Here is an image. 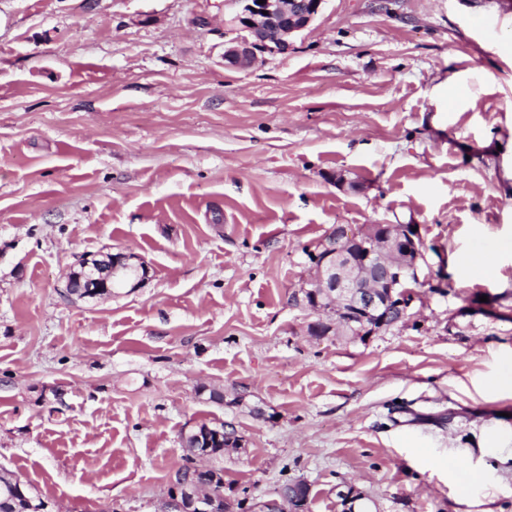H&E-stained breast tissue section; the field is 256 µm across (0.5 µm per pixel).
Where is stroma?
<instances>
[{
    "label": "stroma",
    "mask_w": 512,
    "mask_h": 512,
    "mask_svg": "<svg viewBox=\"0 0 512 512\" xmlns=\"http://www.w3.org/2000/svg\"><path fill=\"white\" fill-rule=\"evenodd\" d=\"M239 8L0 0V468L53 512H162L183 434L224 423L228 496L512 512V394L483 387L512 360V0H326L246 70ZM369 224L419 227L407 317L309 336L310 254ZM116 253L136 287L68 295ZM453 266L469 279L481 280L496 276V268L482 252L458 253L452 257ZM285 483L270 492L266 498H248L251 512H295L300 511L295 504L303 501V508L308 509L310 487L304 481ZM282 485V486H283ZM344 512H373L372 504L374 503L364 493L357 491L353 486H348L346 490L338 492Z\"/></svg>",
    "instance_id": "35a3bbf8"
}]
</instances>
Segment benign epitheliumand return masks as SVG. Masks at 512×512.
Returning a JSON list of instances; mask_svg holds the SVG:
<instances>
[{
    "label": "benign epithelium",
    "instance_id": "1",
    "mask_svg": "<svg viewBox=\"0 0 512 512\" xmlns=\"http://www.w3.org/2000/svg\"><path fill=\"white\" fill-rule=\"evenodd\" d=\"M236 37L225 43L224 64L248 69L260 54H286L291 38L307 29L325 0H237ZM422 242L413 224H373L357 232L335 229L332 244L322 243L313 254L314 276L300 289L302 302L319 319L308 325L311 336L336 329L362 342L390 326V313L404 320L412 300L410 281L417 278ZM108 268L86 280L91 293L117 290L128 284L126 256L105 260ZM209 468L193 465L172 483L164 512H213L215 492L206 488ZM310 487L295 481L265 498L248 499L250 512H297L309 505ZM344 512H373V500L349 486L338 492Z\"/></svg>",
    "mask_w": 512,
    "mask_h": 512
}]
</instances>
